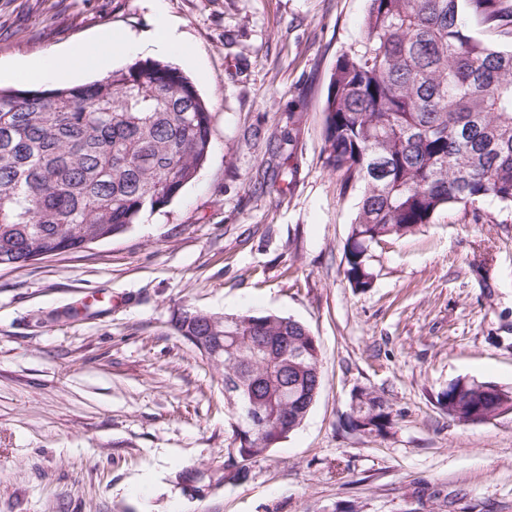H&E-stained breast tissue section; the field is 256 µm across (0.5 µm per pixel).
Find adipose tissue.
<instances>
[{"mask_svg":"<svg viewBox=\"0 0 512 512\" xmlns=\"http://www.w3.org/2000/svg\"><path fill=\"white\" fill-rule=\"evenodd\" d=\"M136 47L124 37L112 32L103 33L93 44L77 45L62 55L48 56L31 65L33 76L41 80L65 78L76 74L90 60L110 62L117 53H132Z\"/></svg>","mask_w":512,"mask_h":512,"instance_id":"obj_1","label":"adipose tissue"}]
</instances>
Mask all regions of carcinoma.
I'll list each match as a JSON object with an SVG mask.
<instances>
[{"label":"carcinoma","mask_w":512,"mask_h":512,"mask_svg":"<svg viewBox=\"0 0 512 512\" xmlns=\"http://www.w3.org/2000/svg\"><path fill=\"white\" fill-rule=\"evenodd\" d=\"M364 37L332 69L326 166L362 197L346 242L351 288H372L368 249L441 212L492 199L512 208V0H366ZM496 33L498 44L479 29ZM211 150V112L176 67L136 60L73 87H0V265L110 239L167 206ZM177 332L212 360L222 386L246 388L224 462L182 470L194 493L247 478L249 464L307 417L321 350L273 313L187 310ZM437 403L465 423L512 411V391L457 381ZM351 429L393 425L384 396L352 397Z\"/></svg>","instance_id":"obj_1"}]
</instances>
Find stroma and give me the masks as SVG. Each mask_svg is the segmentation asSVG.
<instances>
[{"instance_id": "35a3bbf8", "label": "stroma", "mask_w": 512, "mask_h": 512, "mask_svg": "<svg viewBox=\"0 0 512 512\" xmlns=\"http://www.w3.org/2000/svg\"><path fill=\"white\" fill-rule=\"evenodd\" d=\"M366 0H0V85L112 31L164 23L163 55L212 114L213 148L166 207L107 241L0 266V512H512V412L465 424L437 404L459 380L512 390V210L452 208L371 249L351 288L358 193L323 160L337 58ZM291 154L276 190L270 146ZM184 309L277 313L306 325L322 387L245 481L191 496L184 467L232 446L213 363L172 327ZM393 426L351 430L359 389ZM148 44L157 51L178 49L184 56L191 57V45L188 44L180 34H177L174 28L164 24L156 30Z\"/></svg>"}]
</instances>
